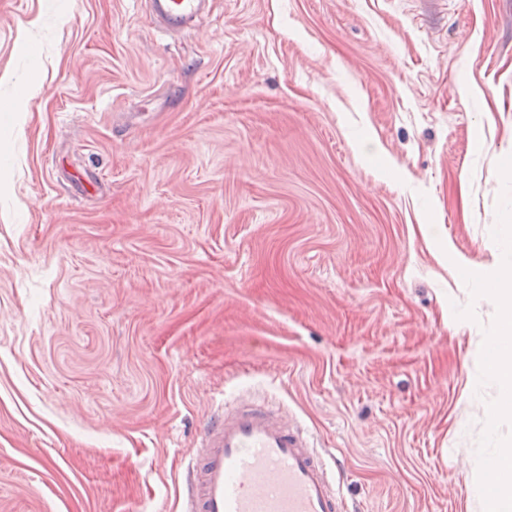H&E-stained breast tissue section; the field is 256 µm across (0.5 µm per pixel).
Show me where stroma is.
<instances>
[{"label":"stroma","mask_w":512,"mask_h":512,"mask_svg":"<svg viewBox=\"0 0 512 512\" xmlns=\"http://www.w3.org/2000/svg\"><path fill=\"white\" fill-rule=\"evenodd\" d=\"M512 0H0V512H180L247 388L348 512H486ZM205 0H149L153 21L168 35L179 37L202 14Z\"/></svg>","instance_id":"obj_1"}]
</instances>
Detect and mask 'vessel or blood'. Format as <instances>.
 I'll return each instance as SVG.
<instances>
[{
	"label": "vessel or blood",
	"instance_id": "b4317fda",
	"mask_svg": "<svg viewBox=\"0 0 512 512\" xmlns=\"http://www.w3.org/2000/svg\"><path fill=\"white\" fill-rule=\"evenodd\" d=\"M148 6L153 21L179 37L205 2L148 0ZM338 469L286 413L245 391L203 423L181 512H345Z\"/></svg>",
	"mask_w": 512,
	"mask_h": 512
}]
</instances>
